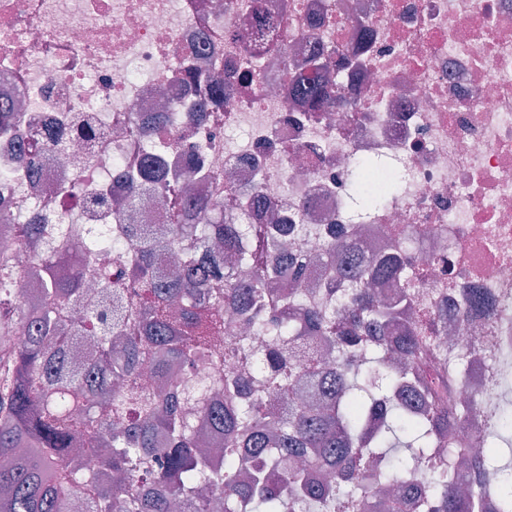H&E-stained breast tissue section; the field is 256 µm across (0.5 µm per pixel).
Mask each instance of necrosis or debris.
Listing matches in <instances>:
<instances>
[{"label": "necrosis or debris", "instance_id": "obj_1", "mask_svg": "<svg viewBox=\"0 0 512 512\" xmlns=\"http://www.w3.org/2000/svg\"><path fill=\"white\" fill-rule=\"evenodd\" d=\"M262 2L282 25L257 58L243 38L253 0H0V253L28 275L18 227L33 218L76 241L128 220L165 231L157 192L126 217L88 201L127 198L146 154L193 155L208 173L196 194L225 223H244L238 190L256 187L269 216L307 226L303 255L321 251L327 225L358 220L372 254L404 229L437 241L406 248L422 301L492 298L490 318L446 327L487 349L463 394L495 401L492 371L512 363V0ZM320 50L335 84L315 110L288 85L313 75ZM232 128L246 141L230 145ZM50 135L62 149L29 179L18 146ZM365 155L386 158L401 188L358 217L349 175Z\"/></svg>", "mask_w": 512, "mask_h": 512}]
</instances>
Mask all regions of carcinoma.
Returning <instances> with one entry per match:
<instances>
[{"instance_id": "cac0c4a2", "label": "carcinoma", "mask_w": 512, "mask_h": 512, "mask_svg": "<svg viewBox=\"0 0 512 512\" xmlns=\"http://www.w3.org/2000/svg\"><path fill=\"white\" fill-rule=\"evenodd\" d=\"M280 24L258 16L248 47L264 50ZM293 92L319 103L323 76L295 80ZM59 150L42 140L18 162L34 174ZM383 169L357 162L355 205L397 192L395 181L368 185ZM197 209L171 188L168 234L113 225L135 247L111 267L98 241L67 243L62 224L21 225L46 245V277L43 305L26 304L17 269L0 259V457L29 449L0 470V512H66L74 497L89 512H171L182 499L194 512H512V470L492 465L496 441L512 434V403L486 409L479 449L458 445L475 414L459 401L473 351L442 353L433 314H415L418 273L400 251L358 253L356 225H330L325 296L309 302L290 288L310 276L308 262L290 269L288 236L302 225L183 221ZM378 280L394 285L391 297L370 288ZM86 281L97 300L74 320L66 310ZM459 302L493 311L477 290ZM226 309L247 315L264 350L224 323ZM305 338L328 345L329 364L300 358ZM201 358L224 377L197 376ZM285 397L288 413L274 416ZM79 444L112 473V490L92 491L69 465Z\"/></svg>"}]
</instances>
